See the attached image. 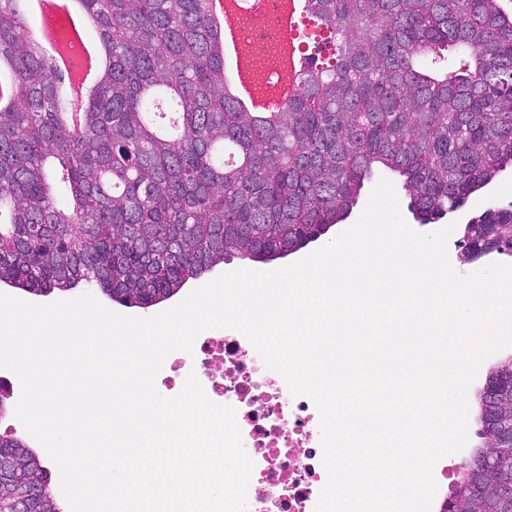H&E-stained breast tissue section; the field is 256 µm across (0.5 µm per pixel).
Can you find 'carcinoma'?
I'll list each match as a JSON object with an SVG mask.
<instances>
[{
	"mask_svg": "<svg viewBox=\"0 0 512 512\" xmlns=\"http://www.w3.org/2000/svg\"><path fill=\"white\" fill-rule=\"evenodd\" d=\"M108 65L77 113L19 0H0V285L33 295L95 282L148 309L234 259L269 262L344 223L395 175L419 224L461 211L512 168V14L501 0H308L295 92L244 112L210 0H78ZM512 255V208L464 224ZM480 395L481 449L443 512H489L512 477V357ZM0 512H60L39 454L0 436ZM45 492L34 497L32 492Z\"/></svg>",
	"mask_w": 512,
	"mask_h": 512,
	"instance_id": "carcinoma-1",
	"label": "carcinoma"
}]
</instances>
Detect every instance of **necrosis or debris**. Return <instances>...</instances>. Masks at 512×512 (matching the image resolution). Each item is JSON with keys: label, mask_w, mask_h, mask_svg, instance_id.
<instances>
[{"label": "necrosis or debris", "mask_w": 512, "mask_h": 512, "mask_svg": "<svg viewBox=\"0 0 512 512\" xmlns=\"http://www.w3.org/2000/svg\"><path fill=\"white\" fill-rule=\"evenodd\" d=\"M244 29L247 44L273 52L282 40L277 0H259ZM196 377L214 403L232 407L244 451L254 467L247 512H316L330 476L322 463L320 413L311 398L292 394L268 369L250 339L233 328L201 332L192 351H175L155 378L158 393L177 396Z\"/></svg>", "instance_id": "1"}]
</instances>
